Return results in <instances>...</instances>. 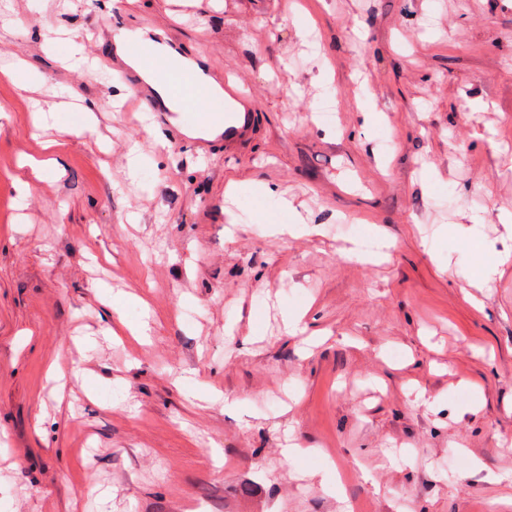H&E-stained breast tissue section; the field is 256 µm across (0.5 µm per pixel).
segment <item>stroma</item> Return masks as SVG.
<instances>
[{"label":"stroma","mask_w":512,"mask_h":512,"mask_svg":"<svg viewBox=\"0 0 512 512\" xmlns=\"http://www.w3.org/2000/svg\"><path fill=\"white\" fill-rule=\"evenodd\" d=\"M145 18L245 90L240 150L129 124L104 31ZM14 66L0 512L512 505V264L480 288L471 258L512 253V0H0ZM48 139L61 166L20 195ZM371 233L384 257L354 253ZM113 296L147 340L105 337Z\"/></svg>","instance_id":"obj_1"}]
</instances>
